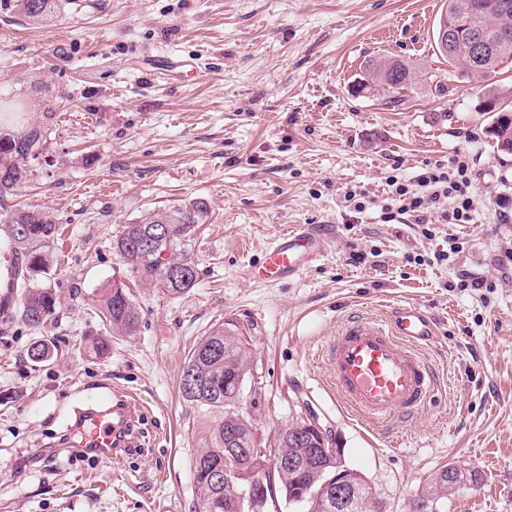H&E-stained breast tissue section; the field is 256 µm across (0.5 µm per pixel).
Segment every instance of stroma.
<instances>
[{
    "label": "stroma",
    "instance_id": "35a3bbf8",
    "mask_svg": "<svg viewBox=\"0 0 512 512\" xmlns=\"http://www.w3.org/2000/svg\"><path fill=\"white\" fill-rule=\"evenodd\" d=\"M443 0H60L28 22L0 0V127L48 128L55 173L19 196L57 226L44 332L0 329V512H195L198 448L220 413L184 400L191 348L225 320L247 339L244 384L257 445L300 420L327 430L343 463L386 512H410L428 477L451 463L476 483L444 512H512V156L487 135L483 83L462 80L434 48ZM199 56L204 79L147 75L149 62ZM415 70L393 110L355 91L366 61ZM473 159L470 224H384L390 177ZM367 210L348 207L350 191ZM209 217L180 252L199 282L173 298L136 281L132 335L88 311L98 285L125 275L112 250L122 225L189 200ZM299 224L323 227L325 256L268 285L249 264ZM359 262H352V255ZM480 287H472V280ZM417 301L439 335L426 356L439 386L413 415L368 433L336 404L324 358L355 316ZM52 341L53 363L27 350ZM119 389L144 407L137 448L87 459L62 437L88 394Z\"/></svg>",
    "mask_w": 512,
    "mask_h": 512
}]
</instances>
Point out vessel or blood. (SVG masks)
I'll list each match as a JSON object with an SVG mask.
<instances>
[{
  "mask_svg": "<svg viewBox=\"0 0 512 512\" xmlns=\"http://www.w3.org/2000/svg\"><path fill=\"white\" fill-rule=\"evenodd\" d=\"M326 247L322 229L295 226L269 244L253 274L263 283H279L324 256ZM436 336L435 318L417 302L399 304L380 319H352L327 351L339 406L371 431L424 406L437 385L424 349ZM139 414L134 399L113 392L111 400L79 410L70 444L99 459L115 458L131 447Z\"/></svg>",
  "mask_w": 512,
  "mask_h": 512,
  "instance_id": "1",
  "label": "vessel or blood"
}]
</instances>
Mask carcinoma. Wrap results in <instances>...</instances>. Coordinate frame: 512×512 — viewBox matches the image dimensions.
<instances>
[{
    "label": "carcinoma",
    "instance_id": "1",
    "mask_svg": "<svg viewBox=\"0 0 512 512\" xmlns=\"http://www.w3.org/2000/svg\"><path fill=\"white\" fill-rule=\"evenodd\" d=\"M49 0H22L24 16L37 21L47 10ZM444 18L448 28L453 30L457 43L453 50L445 51L439 44V36H433L439 55L448 61V66L462 77L472 80H486L497 72L512 66V0H444ZM480 27L490 34L485 56L479 58L472 49L470 36ZM414 68L396 58L371 61L356 91L374 90L378 87L388 92L384 105L396 107L401 99L400 91L414 81ZM487 110L494 113L489 133L495 140L497 150L512 154V104L508 93L496 86L488 90ZM42 137L41 131L33 129L0 130V196L13 194L22 188L30 177V164L39 160L36 149ZM208 206L203 201H190L158 211L125 224L115 238L113 250L126 265L132 277L150 281L167 294L179 298L189 293L198 283L199 273L193 262L182 259L190 265L187 279L173 280L167 274V264L159 259L147 258L136 250L149 228L166 224L172 230V240L164 248L173 250L191 237L198 225L205 223ZM56 224L41 210L17 208L0 213V243L5 244L12 254L10 267L5 276V287L9 293L21 290V302L14 306L10 297L0 300V322L8 324L18 318L28 328L42 330L56 312V295L51 287V272L54 256L49 251L54 240ZM92 312L102 322L104 332H118L126 335L136 333L140 326L139 309L130 296L124 282L111 280L102 282L96 289ZM238 324L232 320L215 327L192 348L184 368H192L198 375L199 386L194 393L187 392L185 379H180L182 396L210 410L224 413V421L214 428L206 439L207 446L195 458L194 480L200 495L199 512H235L230 506L233 492L216 481V470L224 469V459L240 471L250 472L257 465L255 454V427L248 420L229 412L226 404V382L233 372L247 374L244 364V341L238 336ZM54 345L45 339L29 346L27 356L35 364L53 358ZM235 427L237 442L235 450L224 449V428ZM279 451L286 457L299 460L308 458V450L288 443L278 435ZM322 467L309 461L301 477L313 481L324 479L334 470L332 460L324 458ZM272 484L274 493L282 494L295 489V474L286 470L265 473ZM476 481V473H464L448 464L437 469L429 478L425 491L448 498V493L467 482Z\"/></svg>",
    "mask_w": 512,
    "mask_h": 512
}]
</instances>
